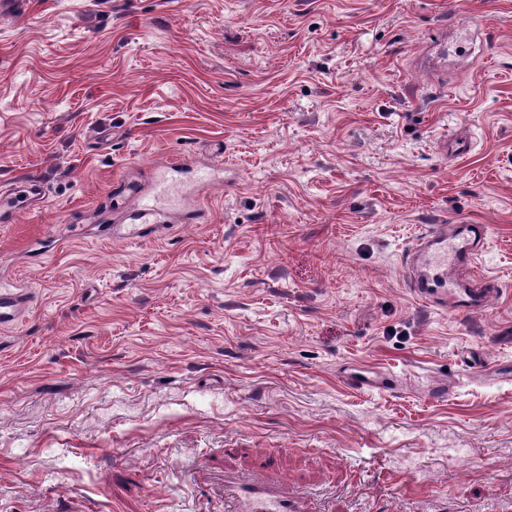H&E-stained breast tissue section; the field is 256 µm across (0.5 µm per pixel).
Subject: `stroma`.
<instances>
[{
    "instance_id": "1",
    "label": "stroma",
    "mask_w": 512,
    "mask_h": 512,
    "mask_svg": "<svg viewBox=\"0 0 512 512\" xmlns=\"http://www.w3.org/2000/svg\"><path fill=\"white\" fill-rule=\"evenodd\" d=\"M195 154L223 168L198 219L113 239L125 182ZM0 191L30 292L0 512H225L228 474L315 512H512V0H18ZM459 222L488 228L478 313L407 286Z\"/></svg>"
}]
</instances>
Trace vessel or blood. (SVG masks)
<instances>
[{
    "mask_svg": "<svg viewBox=\"0 0 512 512\" xmlns=\"http://www.w3.org/2000/svg\"><path fill=\"white\" fill-rule=\"evenodd\" d=\"M169 192L166 180L156 182L150 192L137 193V207L129 228L120 230L124 239H138L162 222L157 206L160 198ZM487 235L483 224H436L424 233L417 243L412 260L417 268L410 280L412 293L436 306L452 311L478 312L485 308L486 291L461 285L446 286L437 279L444 266L464 267L479 254ZM29 303V293L22 288L0 289V325L14 323ZM224 493L231 512H306L303 500L291 496L278 484L247 480H229Z\"/></svg>",
    "mask_w": 512,
    "mask_h": 512,
    "instance_id": "obj_1",
    "label": "vessel or blood"
}]
</instances>
